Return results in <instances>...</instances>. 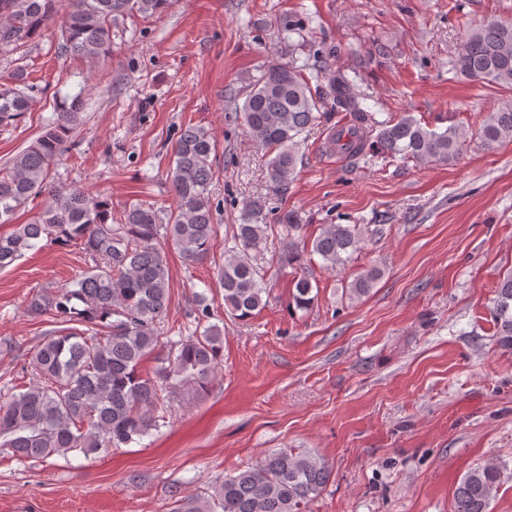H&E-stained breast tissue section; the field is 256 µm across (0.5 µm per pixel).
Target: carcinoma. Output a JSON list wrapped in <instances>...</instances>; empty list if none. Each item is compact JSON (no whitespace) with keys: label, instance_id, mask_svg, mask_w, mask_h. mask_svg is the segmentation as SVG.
Wrapping results in <instances>:
<instances>
[{"label":"carcinoma","instance_id":"obj_1","mask_svg":"<svg viewBox=\"0 0 512 512\" xmlns=\"http://www.w3.org/2000/svg\"><path fill=\"white\" fill-rule=\"evenodd\" d=\"M169 0H0V51L31 41L59 13L63 48L97 63L112 55V24L118 18L165 11ZM304 26L288 25V61H272L251 83L240 112L244 132L268 151L267 178L284 189L299 163L301 136L337 112L349 114V139L343 129L333 148L359 158L374 149L391 158L449 163L457 159L469 130L450 125L442 131L410 115L397 121L376 119L353 93V80L331 70L327 60L311 63L292 56L308 46ZM455 68L483 84L512 88V23L487 19L470 30L456 51ZM316 87H311V81ZM33 86L24 71L14 85L0 88V126L17 123L30 108ZM84 103L75 97L62 103L56 117L0 168V224L39 196L45 206L27 224L0 236V271L46 240L74 246L91 265L72 285L34 294L26 311L48 315L55 329L39 344L33 361L40 383L7 393L0 405V448L20 459L45 460L79 452H107L139 441L157 427L155 412L163 393L182 386L203 390L219 368L221 333L216 325L200 335L168 340L167 364L153 377L139 370L144 356L160 343V324L169 305V268L160 239L174 241L182 257L199 261L216 235L211 186L216 177V147L202 127L180 129L170 170L176 207L161 210L147 201L124 208L119 222L112 202L56 183L53 172L68 150L74 126L82 121ZM488 149L512 141V108L487 113L476 132ZM234 246L218 273L224 308L247 320L265 305L264 277L257 256L269 249L265 203L244 208L235 225ZM357 224H330L311 243L293 240L279 253L288 264L310 250L329 270L345 264L360 248ZM381 272L371 268L348 286L349 298L366 296ZM311 281L302 276L292 293L295 309L309 310L315 301ZM194 319L213 316L203 293L194 297ZM498 345L512 350V272L506 274L490 307ZM331 470L325 461L291 449L275 451L261 462L224 476L206 495H183L172 512H304L326 487ZM503 478L499 467L469 469L454 492L452 512H489Z\"/></svg>","mask_w":512,"mask_h":512}]
</instances>
